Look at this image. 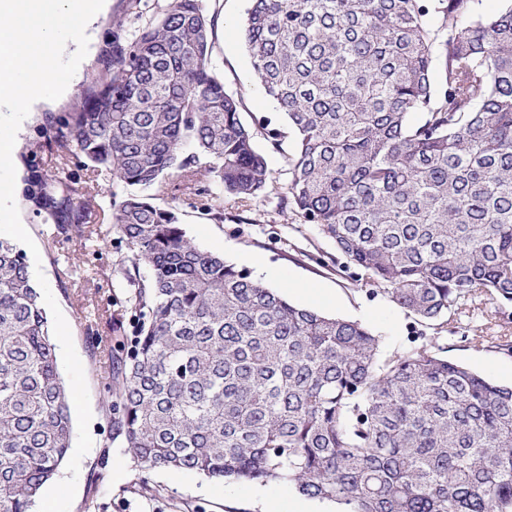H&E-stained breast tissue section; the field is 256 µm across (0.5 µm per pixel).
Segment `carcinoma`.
<instances>
[{
  "instance_id": "1",
  "label": "carcinoma",
  "mask_w": 512,
  "mask_h": 512,
  "mask_svg": "<svg viewBox=\"0 0 512 512\" xmlns=\"http://www.w3.org/2000/svg\"><path fill=\"white\" fill-rule=\"evenodd\" d=\"M250 0L253 74L296 135L285 207L351 277L448 330L512 303V0ZM216 15L170 0L50 142L123 188L133 334L109 351L112 437L140 471L288 481L340 512H512V386L301 308L153 203L204 172L241 202L265 157L211 61ZM195 152L184 155L187 147ZM205 159V165L198 162ZM52 241L89 242L82 189L33 171ZM70 396L26 254L0 239V512H31L71 448Z\"/></svg>"
}]
</instances>
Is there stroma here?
I'll return each instance as SVG.
<instances>
[{
    "instance_id": "stroma-1",
    "label": "stroma",
    "mask_w": 512,
    "mask_h": 512,
    "mask_svg": "<svg viewBox=\"0 0 512 512\" xmlns=\"http://www.w3.org/2000/svg\"><path fill=\"white\" fill-rule=\"evenodd\" d=\"M169 2L140 0L134 11L130 0H109L106 14L87 31L88 52L76 77L58 100L29 113L17 134L15 202L69 325L92 410L89 432L93 444L80 462L70 512H83L89 500L96 503L97 512H331L332 503L302 497L287 482L263 485L206 480L190 471H157L146 478L121 440L108 438V359L94 354L87 329L98 328L108 346L131 335L132 288L124 275L129 250L112 224L110 175L86 168L75 154L62 157L51 150L45 117L73 111L79 105L81 90L103 68L101 56L114 31L135 38L147 23L163 16ZM203 5L206 10L220 12L212 64L226 90L241 99V119L253 127L255 145L267 160L271 178L258 198L240 204L225 195L220 183L201 176L200 188L223 199L224 219L220 222L202 210L200 197L188 189L169 186L155 191V204L175 209L187 236L199 246L223 255L227 262L247 270L292 304L362 323L380 337L384 351L404 352L428 343L450 361L499 384H512V352L497 342L498 337L512 336V321L496 315L489 301L469 300L456 312L453 331L435 329L393 303L380 285L353 281L344 260L335 259L332 243L284 208L286 156L293 151L295 135L286 130L276 148L265 131L255 126L256 119L263 116L278 128H283L284 122L274 101L257 83L244 48L242 23L250 0H203ZM44 169L84 187L92 245L77 239L60 244L47 239L44 217L27 199L32 171ZM478 336L484 343L476 348L471 340ZM145 481L151 486L147 493L140 489Z\"/></svg>"
}]
</instances>
